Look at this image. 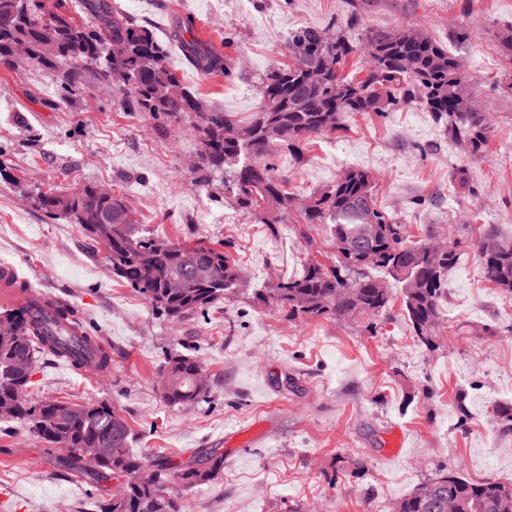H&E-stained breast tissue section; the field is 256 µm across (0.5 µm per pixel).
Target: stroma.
I'll use <instances>...</instances> for the list:
<instances>
[{
	"label": "stroma",
	"instance_id": "35a3bbf8",
	"mask_svg": "<svg viewBox=\"0 0 512 512\" xmlns=\"http://www.w3.org/2000/svg\"><path fill=\"white\" fill-rule=\"evenodd\" d=\"M158 36L193 18V32L220 49L229 76H204L172 52L181 83L206 104L250 120L260 75L288 60L286 40L304 26L357 16L364 28H424L463 63L487 115L485 157L467 159L443 126L417 105L353 114L344 130L317 138L303 162L272 156L299 195L346 170L374 177L380 208L416 236L434 229L460 241L448 273L446 320L429 350L410 333L400 304L376 333L359 322L290 320L240 298L184 320L153 314L102 262L104 248L65 219L36 210L35 189L71 193L92 183L125 196L139 224L173 242H229L247 281L300 272L306 257L334 265L324 224L254 221L198 182L190 123L158 124L128 111L114 89L87 84L62 96L55 72L0 64V267L71 306L112 350L107 375L35 362L36 398L115 404L133 446L188 460L224 451L213 483L181 490L185 512H391L439 466L462 476L512 482V431L493 404L512 402V297L482 278L469 240L482 224L512 236V74L499 35L512 27V0H111ZM467 165L469 189L453 173ZM196 356L209 391L190 408L164 403L158 386L168 353ZM466 393L465 406L457 396ZM402 436L391 451L392 431ZM0 512H95L81 485L63 480L45 443L0 423Z\"/></svg>",
	"mask_w": 512,
	"mask_h": 512
}]
</instances>
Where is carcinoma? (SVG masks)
Here are the masks:
<instances>
[{
    "instance_id": "obj_1",
    "label": "carcinoma",
    "mask_w": 512,
    "mask_h": 512,
    "mask_svg": "<svg viewBox=\"0 0 512 512\" xmlns=\"http://www.w3.org/2000/svg\"><path fill=\"white\" fill-rule=\"evenodd\" d=\"M85 10L86 16L76 18L48 9L47 0H0V62L10 63L15 47L24 45L32 63L61 73L65 93L82 91L93 78L113 85L133 112H143L160 124L191 122L198 140L199 182L219 183L224 203L261 224H284L293 215L300 224L329 225L336 243L377 236V264L360 267L338 259L327 267L309 260L300 275L274 287L251 289L252 298L286 313L290 320L369 319L371 332L378 328L373 319L385 315L398 299L417 341L435 347L448 271L460 257L459 242H451L450 259L437 270L428 254L433 235L412 240L407 225L379 210L368 171L351 168L329 188L301 200L276 173L267 150L275 142L298 157L313 138L341 129L348 114H382L409 103L431 112L453 141L469 140L472 158L485 156L490 136L486 115L474 110L468 79L448 48L422 28L364 29L355 17L327 28H299L288 38L289 62L266 71L258 110L251 122L240 126L231 113L207 106L186 88L178 98L168 95L170 87L180 85L169 65L172 46L202 75L230 72L219 49L193 36L185 38L193 31L192 18H186L183 28L165 43L109 0H93ZM359 52L364 76L343 75L340 69ZM406 58L414 59V68H404ZM313 69L319 70L315 81L308 77ZM236 125L241 137L225 139L226 127ZM32 200L47 216L64 218L101 243L112 274L162 316L182 319L246 293L238 283L239 266L224 246L143 235L125 200L108 199L95 185L70 194L40 191ZM471 244L483 260L486 281L512 295V237L483 224ZM189 246L199 257L197 268L182 263ZM381 275L394 287L384 292L376 288ZM172 277L189 287L178 292L166 288ZM9 286L17 290V302L0 315L15 320L18 331L13 337L0 333V405L14 408L12 421L59 452L56 468L90 487V494L98 497V512H183L177 490L212 483L224 472V453L217 448L200 450L201 469L160 453L143 455L131 448L132 430L115 405L30 398L32 372L26 364L35 362L37 354L51 356L75 373L95 369L106 374L112 368V352L100 337L87 332L69 306L42 297L40 316L35 317V293L28 284L18 280ZM202 374L195 357L167 356L159 373L165 379L163 400L172 406L200 401L208 392L196 385ZM88 448L104 452L105 462L97 471L79 464ZM433 481L441 495L460 498L466 512H512V483L473 481L448 468L439 469ZM398 507L399 512H441L415 491L400 499Z\"/></svg>"
}]
</instances>
